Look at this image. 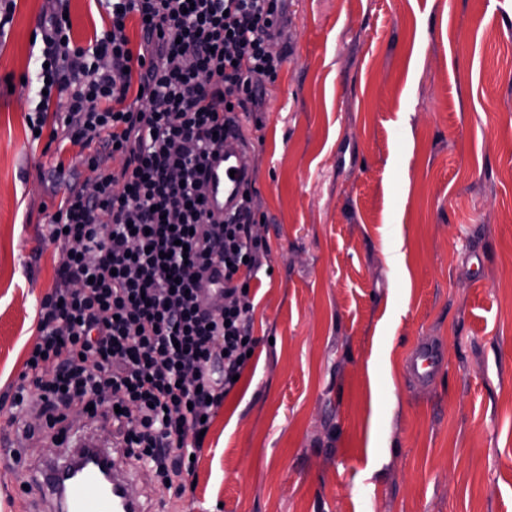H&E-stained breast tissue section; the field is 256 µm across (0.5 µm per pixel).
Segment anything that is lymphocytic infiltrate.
Masks as SVG:
<instances>
[{
	"label": "lymphocytic infiltrate",
	"instance_id": "lymphocytic-infiltrate-1",
	"mask_svg": "<svg viewBox=\"0 0 512 512\" xmlns=\"http://www.w3.org/2000/svg\"><path fill=\"white\" fill-rule=\"evenodd\" d=\"M54 3L40 23V95L27 125L43 129L56 107L51 138L84 149L92 179L70 186L50 217L55 286L0 409L27 442L65 437L70 413L91 411L122 464L149 469L180 499L197 479L200 432L259 343L247 287L268 253L253 184L217 224L202 170L226 136L244 138L262 79L286 61L271 49L285 0H99L109 23L84 46L64 17L69 0ZM215 268L219 305L200 285Z\"/></svg>",
	"mask_w": 512,
	"mask_h": 512
}]
</instances>
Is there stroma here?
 <instances>
[{
	"label": "stroma",
	"instance_id": "stroma-1",
	"mask_svg": "<svg viewBox=\"0 0 512 512\" xmlns=\"http://www.w3.org/2000/svg\"><path fill=\"white\" fill-rule=\"evenodd\" d=\"M245 125L268 274L259 344L193 497L146 512H512V0H286ZM48 0L0 38V399L60 255L43 245L79 148L32 140L22 80ZM63 171H56V164ZM423 341L445 363L415 382Z\"/></svg>",
	"mask_w": 512,
	"mask_h": 512
}]
</instances>
